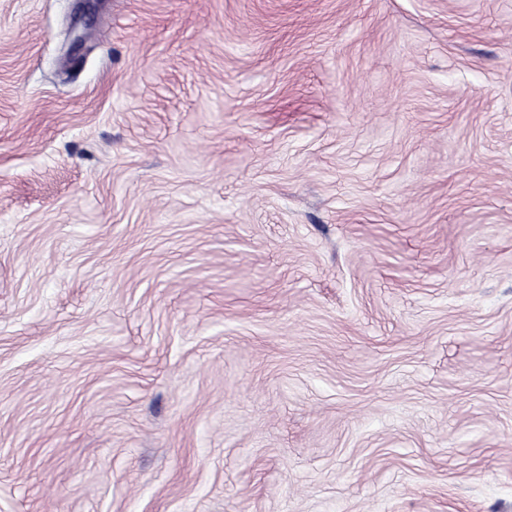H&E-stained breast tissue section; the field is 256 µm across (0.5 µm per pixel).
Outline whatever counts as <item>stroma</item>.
I'll return each mask as SVG.
<instances>
[{
  "mask_svg": "<svg viewBox=\"0 0 512 512\" xmlns=\"http://www.w3.org/2000/svg\"><path fill=\"white\" fill-rule=\"evenodd\" d=\"M0 0V512H512V0Z\"/></svg>",
  "mask_w": 512,
  "mask_h": 512,
  "instance_id": "obj_1",
  "label": "stroma"
}]
</instances>
